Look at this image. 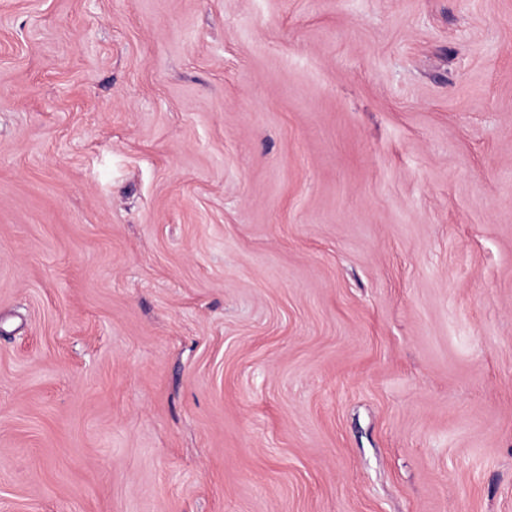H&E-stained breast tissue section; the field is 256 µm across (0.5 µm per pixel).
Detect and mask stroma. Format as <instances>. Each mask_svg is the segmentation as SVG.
Instances as JSON below:
<instances>
[{
	"instance_id": "stroma-1",
	"label": "stroma",
	"mask_w": 512,
	"mask_h": 512,
	"mask_svg": "<svg viewBox=\"0 0 512 512\" xmlns=\"http://www.w3.org/2000/svg\"><path fill=\"white\" fill-rule=\"evenodd\" d=\"M0 512H512V0H0Z\"/></svg>"
}]
</instances>
